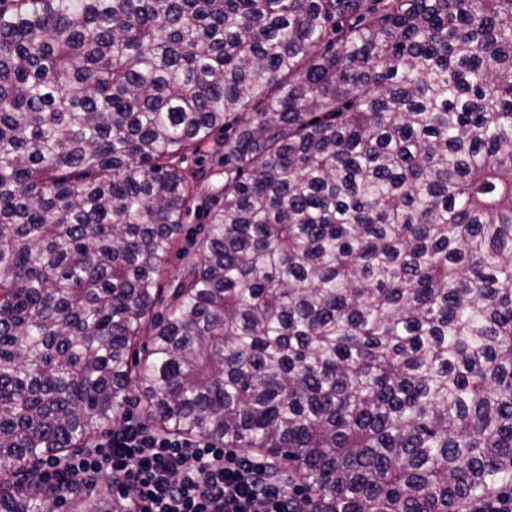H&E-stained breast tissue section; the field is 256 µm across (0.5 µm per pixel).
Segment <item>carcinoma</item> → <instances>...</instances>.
<instances>
[{
    "mask_svg": "<svg viewBox=\"0 0 512 512\" xmlns=\"http://www.w3.org/2000/svg\"><path fill=\"white\" fill-rule=\"evenodd\" d=\"M132 383L300 512L512 488V0L0 7V512ZM206 223L207 219L205 214L203 212H199L198 210H193L189 215L186 216L184 221V234L182 236L180 244L171 254L168 265L166 267V275L168 278H173L181 273L182 261L180 259V250L183 247H187L189 245L192 237H199V235H196V232L200 227H202Z\"/></svg>",
    "mask_w": 512,
    "mask_h": 512,
    "instance_id": "cac0c4a2",
    "label": "carcinoma"
}]
</instances>
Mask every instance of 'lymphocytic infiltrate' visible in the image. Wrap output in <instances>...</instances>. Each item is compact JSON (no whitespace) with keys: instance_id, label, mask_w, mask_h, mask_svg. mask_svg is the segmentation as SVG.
<instances>
[{"instance_id":"f902f5d3","label":"lymphocytic infiltrate","mask_w":512,"mask_h":512,"mask_svg":"<svg viewBox=\"0 0 512 512\" xmlns=\"http://www.w3.org/2000/svg\"><path fill=\"white\" fill-rule=\"evenodd\" d=\"M41 477L60 498L105 485L129 499L132 512H298L304 501L260 459L158 435L130 417L93 447L45 460Z\"/></svg>"}]
</instances>
